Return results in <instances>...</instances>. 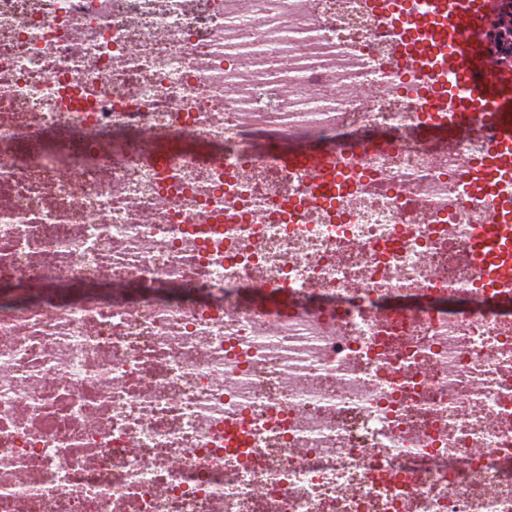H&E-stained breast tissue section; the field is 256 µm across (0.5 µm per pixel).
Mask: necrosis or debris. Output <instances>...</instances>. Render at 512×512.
<instances>
[{
	"instance_id": "1",
	"label": "necrosis or debris",
	"mask_w": 512,
	"mask_h": 512,
	"mask_svg": "<svg viewBox=\"0 0 512 512\" xmlns=\"http://www.w3.org/2000/svg\"><path fill=\"white\" fill-rule=\"evenodd\" d=\"M452 12L0 0V512H512V149L438 135ZM468 36L512 75V0Z\"/></svg>"
}]
</instances>
